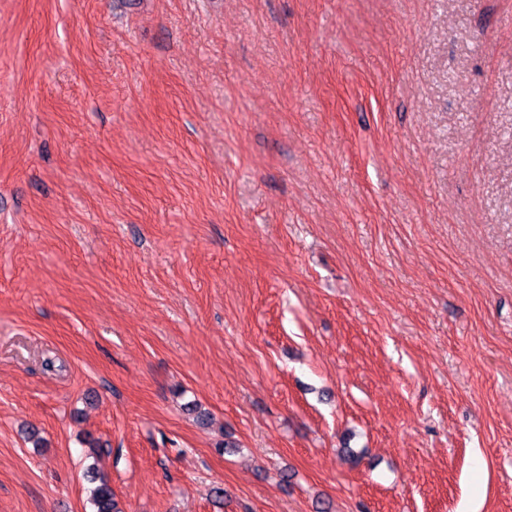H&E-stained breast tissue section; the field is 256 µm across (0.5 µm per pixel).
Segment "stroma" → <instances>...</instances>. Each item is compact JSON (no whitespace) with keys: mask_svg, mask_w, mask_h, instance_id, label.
<instances>
[{"mask_svg":"<svg viewBox=\"0 0 512 512\" xmlns=\"http://www.w3.org/2000/svg\"><path fill=\"white\" fill-rule=\"evenodd\" d=\"M88 437L120 512H512V0H0V512Z\"/></svg>","mask_w":512,"mask_h":512,"instance_id":"35a3bbf8","label":"stroma"}]
</instances>
